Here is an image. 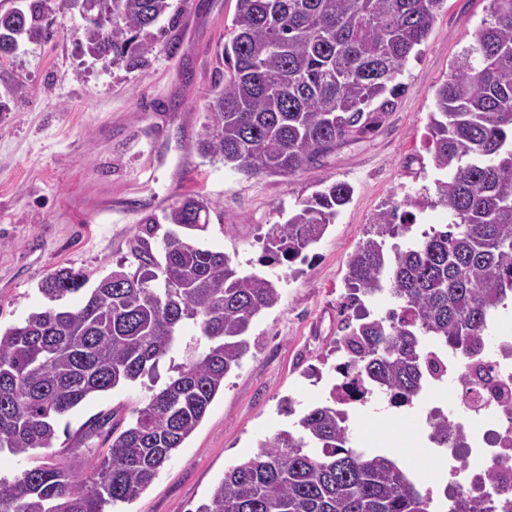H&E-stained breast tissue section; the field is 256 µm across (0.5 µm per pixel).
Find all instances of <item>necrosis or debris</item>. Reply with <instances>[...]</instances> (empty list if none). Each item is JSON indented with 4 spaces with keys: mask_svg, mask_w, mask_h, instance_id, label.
<instances>
[{
    "mask_svg": "<svg viewBox=\"0 0 512 512\" xmlns=\"http://www.w3.org/2000/svg\"><path fill=\"white\" fill-rule=\"evenodd\" d=\"M437 359L448 368L447 385L435 384L426 391L432 413L451 406L449 418L454 437L442 449L448 458V497L443 512H453L458 495L481 497L494 493L496 500L512 502V413L504 408L512 403V332L502 331L493 350L480 355L482 368L496 381L495 388L480 390L471 396L465 388L466 372L459 358L440 351ZM496 480H489V470Z\"/></svg>",
    "mask_w": 512,
    "mask_h": 512,
    "instance_id": "4bbe7bcc",
    "label": "necrosis or debris"
}]
</instances>
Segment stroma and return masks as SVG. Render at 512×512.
I'll list each match as a JSON object with an SVG mask.
<instances>
[{"instance_id": "stroma-1", "label": "stroma", "mask_w": 512, "mask_h": 512, "mask_svg": "<svg viewBox=\"0 0 512 512\" xmlns=\"http://www.w3.org/2000/svg\"><path fill=\"white\" fill-rule=\"evenodd\" d=\"M237 0H171L172 19L143 37L155 49L146 68L95 59L80 44L78 9L47 0L49 35L0 60V326L46 303L39 288L56 269L87 274L89 286L129 260L143 219L183 197L209 206L205 244L248 272L280 276L279 303L252 321L250 349L224 389L154 482L122 512H195L228 466L258 453L261 440L288 427L296 410L322 403L342 362L336 350L350 255L377 214L406 195L435 197L439 173L428 152L436 88L472 40L490 0H445L419 57L409 58L404 91L380 126L342 144L292 177H248L200 155L217 53ZM344 181L350 202L305 261L266 266L263 240L296 202ZM149 391L134 384L97 394L62 418L77 431L115 413L131 421ZM417 409L371 401L352 423L358 446L385 453L393 433L418 437Z\"/></svg>"}]
</instances>
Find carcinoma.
Returning <instances> with one entry per match:
<instances>
[{"label": "carcinoma", "instance_id": "obj_1", "mask_svg": "<svg viewBox=\"0 0 512 512\" xmlns=\"http://www.w3.org/2000/svg\"><path fill=\"white\" fill-rule=\"evenodd\" d=\"M45 0L0 9V58L17 43L47 35ZM490 19L474 33L435 91L428 151L442 173V228L410 235L421 202L407 196L384 210L347 262L345 319L334 370L364 401L386 395L409 404L439 379L426 344L471 357L487 348V321L512 300V0H491ZM444 0H237L229 39L218 56L209 122L198 150L249 176L291 177L336 146L359 140L392 111L397 81L422 45ZM170 0H94L82 31L90 55L112 54L127 69L146 65L153 44L139 39ZM353 188L333 182L297 202L270 228L261 262L306 259L349 203ZM403 218H398L401 207ZM162 236L131 247L125 263L100 280L77 307L60 304L87 283L64 267L41 283L51 305L0 330V452L25 457L50 449L57 422L90 395L137 381L151 395L124 430L115 415L81 427L98 438L86 469L56 460L0 477V512H107L136 500L202 421L224 380L250 349L253 318L280 299L281 277L246 273L207 247V204L191 195L162 218L144 219ZM388 296L382 314L364 299ZM187 324L197 334H182ZM178 351L171 375L158 365ZM328 399L296 413L292 426L259 442L253 458L227 468L195 512H431L430 492L395 460L356 446L349 414ZM454 512H493L460 497Z\"/></svg>", "mask_w": 512, "mask_h": 512}]
</instances>
